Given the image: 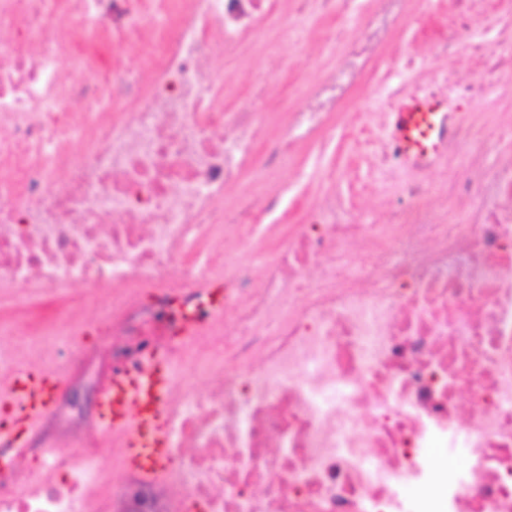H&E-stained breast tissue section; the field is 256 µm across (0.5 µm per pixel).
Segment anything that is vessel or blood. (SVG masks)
<instances>
[{"mask_svg": "<svg viewBox=\"0 0 512 512\" xmlns=\"http://www.w3.org/2000/svg\"><path fill=\"white\" fill-rule=\"evenodd\" d=\"M461 113L449 111L432 96H412L392 113L389 139L402 163L415 168L436 164L448 150L453 127ZM176 367L171 356L151 354L142 366L116 373L102 388L98 425L102 437L120 438L128 465L148 479L165 475L170 448L161 422L174 383ZM63 367L19 366L9 398L18 406L13 428L0 431V441L18 445L51 410L62 385Z\"/></svg>", "mask_w": 512, "mask_h": 512, "instance_id": "1", "label": "vessel or blood"}]
</instances>
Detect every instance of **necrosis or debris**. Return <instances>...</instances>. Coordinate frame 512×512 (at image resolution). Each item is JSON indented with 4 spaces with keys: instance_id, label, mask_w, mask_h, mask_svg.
Returning <instances> with one entry per match:
<instances>
[{
    "instance_id": "obj_1",
    "label": "necrosis or debris",
    "mask_w": 512,
    "mask_h": 512,
    "mask_svg": "<svg viewBox=\"0 0 512 512\" xmlns=\"http://www.w3.org/2000/svg\"><path fill=\"white\" fill-rule=\"evenodd\" d=\"M293 2L356 30L327 36L336 66L260 143V97L225 110L215 63L261 40L274 0H0V304L82 288L59 327L111 336L113 371L153 352L205 376L171 391L153 481L100 464L120 447L58 392L27 449L0 447V512H512V106L460 127L451 179L405 177L386 223L333 195L257 223L385 49L418 65L403 0ZM475 2L452 0L447 42L475 67L434 75L470 99L512 74V19ZM252 173L265 188L228 204ZM49 429L76 447L45 448ZM459 430L465 467H437Z\"/></svg>"
}]
</instances>
